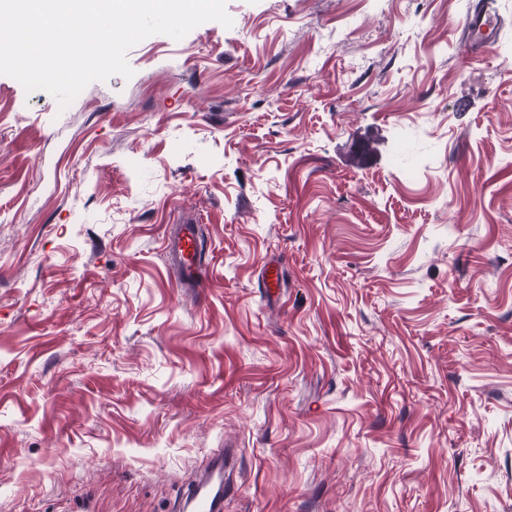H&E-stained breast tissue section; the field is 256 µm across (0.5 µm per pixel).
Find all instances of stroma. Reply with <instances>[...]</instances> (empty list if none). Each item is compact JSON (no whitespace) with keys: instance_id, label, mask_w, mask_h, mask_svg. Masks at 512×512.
<instances>
[{"instance_id":"obj_1","label":"stroma","mask_w":512,"mask_h":512,"mask_svg":"<svg viewBox=\"0 0 512 512\" xmlns=\"http://www.w3.org/2000/svg\"><path fill=\"white\" fill-rule=\"evenodd\" d=\"M227 0L67 107L0 75V512H512V0ZM207 243V285L165 254ZM490 3L489 1L483 2L480 8L475 9L465 19V25L476 42H482L484 38L494 34L498 29V17L490 7ZM199 243L198 228L194 224H181L176 233L166 239V249L171 259L181 269L180 286L183 288L205 287L202 259L193 258ZM179 511L222 512L224 510V449L218 448L208 467L183 494Z\"/></svg>"}]
</instances>
